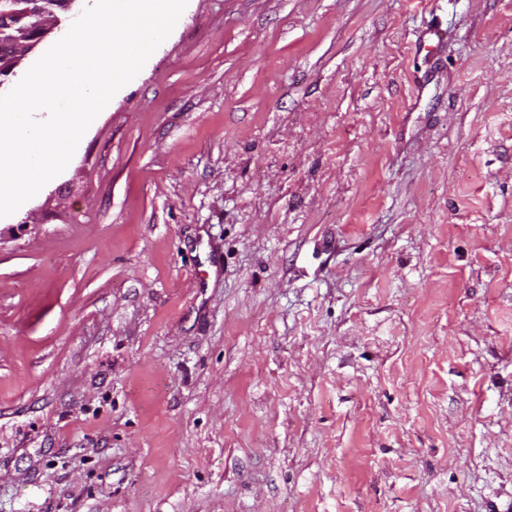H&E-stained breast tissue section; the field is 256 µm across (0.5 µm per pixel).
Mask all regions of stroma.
<instances>
[{
  "instance_id": "obj_1",
  "label": "stroma",
  "mask_w": 512,
  "mask_h": 512,
  "mask_svg": "<svg viewBox=\"0 0 512 512\" xmlns=\"http://www.w3.org/2000/svg\"><path fill=\"white\" fill-rule=\"evenodd\" d=\"M511 500L512 0H188L0 218V512Z\"/></svg>"
}]
</instances>
